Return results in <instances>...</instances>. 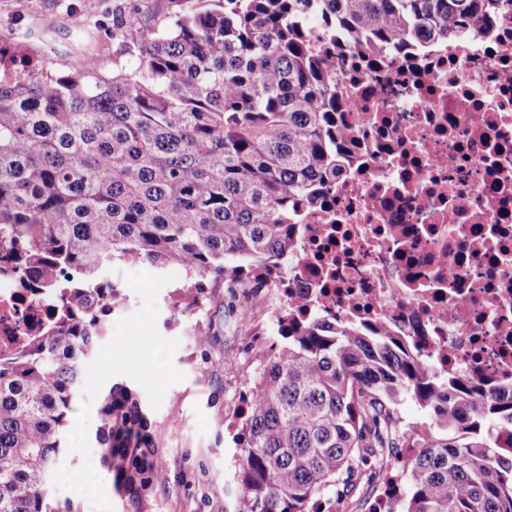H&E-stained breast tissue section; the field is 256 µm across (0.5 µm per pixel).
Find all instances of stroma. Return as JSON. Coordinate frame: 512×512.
<instances>
[{"label": "stroma", "mask_w": 512, "mask_h": 512, "mask_svg": "<svg viewBox=\"0 0 512 512\" xmlns=\"http://www.w3.org/2000/svg\"><path fill=\"white\" fill-rule=\"evenodd\" d=\"M197 6L198 0H0V47L53 71L78 69L89 56L108 75L118 63L137 66L132 27L161 31ZM78 22L93 37L77 47ZM112 274L128 280L114 313L120 325L102 341L70 414L72 440L55 497L74 512H238L242 423L236 411L252 387L249 363L264 362L284 343L276 318L260 310L254 322L237 321L232 312L240 298L229 296L222 281L208 282L194 301V323L208 335L202 347L173 319L165 275L146 266H116ZM116 383L137 392L158 460L148 492L135 500L111 481L96 451L101 395ZM397 455L398 463L375 464L373 477L345 497L346 512H373L387 477L403 474L406 449Z\"/></svg>", "instance_id": "35a3bbf8"}]
</instances>
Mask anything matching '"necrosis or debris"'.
<instances>
[{"mask_svg": "<svg viewBox=\"0 0 512 512\" xmlns=\"http://www.w3.org/2000/svg\"><path fill=\"white\" fill-rule=\"evenodd\" d=\"M312 45L343 58L341 172L247 287L272 316L385 324L441 375L512 382V13L403 52L317 30ZM44 317L0 279L1 354Z\"/></svg>", "mask_w": 512, "mask_h": 512, "instance_id": "1", "label": "necrosis or debris"}]
</instances>
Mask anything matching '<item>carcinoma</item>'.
<instances>
[{"label": "carcinoma", "mask_w": 512, "mask_h": 512, "mask_svg": "<svg viewBox=\"0 0 512 512\" xmlns=\"http://www.w3.org/2000/svg\"><path fill=\"white\" fill-rule=\"evenodd\" d=\"M166 32L134 30L140 63L112 75L24 65L0 76V273L47 301L38 334L0 361V512H73L49 483L69 415L124 299L112 266L231 287L288 254L297 204L336 179V89L310 19L354 43L446 42L512 0H204ZM242 423L239 512H318L336 481L394 447L408 493L380 512H512V386L444 377L388 327L288 322ZM99 462L132 497L157 461L123 385L103 395Z\"/></svg>", "instance_id": "cac0c4a2"}]
</instances>
